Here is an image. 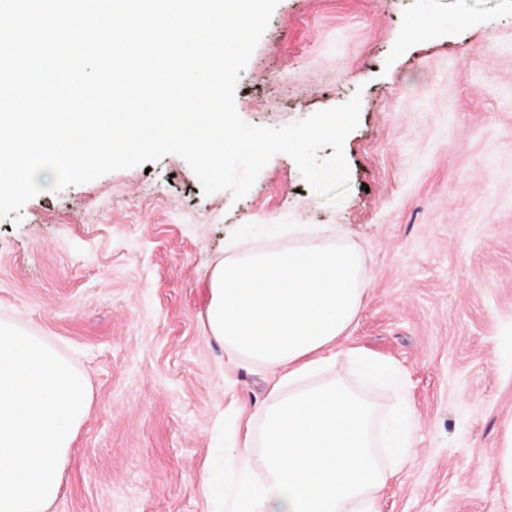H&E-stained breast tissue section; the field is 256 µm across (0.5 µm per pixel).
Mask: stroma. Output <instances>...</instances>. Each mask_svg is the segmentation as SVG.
I'll return each mask as SVG.
<instances>
[{"mask_svg": "<svg viewBox=\"0 0 512 512\" xmlns=\"http://www.w3.org/2000/svg\"><path fill=\"white\" fill-rule=\"evenodd\" d=\"M361 96L332 206L275 155L240 200L203 194L179 156L45 191L0 216V321L88 380L49 512H225L224 411L265 396L205 327L230 242L289 225L364 250L370 276L341 348L394 375L345 371L386 426L380 512H512V0H279L237 86L248 124L283 127ZM404 414L402 421L404 426L399 429H392L387 437L388 447L392 449L397 463H400L407 455L408 448H411L410 429L414 421V413L408 405L402 407Z\"/></svg>", "mask_w": 512, "mask_h": 512, "instance_id": "stroma-1", "label": "stroma"}]
</instances>
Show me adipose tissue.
<instances>
[{"label":"adipose tissue","instance_id":"adipose-tissue-1","mask_svg":"<svg viewBox=\"0 0 512 512\" xmlns=\"http://www.w3.org/2000/svg\"><path fill=\"white\" fill-rule=\"evenodd\" d=\"M369 283L346 238L229 244L211 274L207 328L224 346V385L240 372L270 377L264 399L235 407L224 440L230 512H378L388 475L374 451L376 409L336 373L379 360L340 341Z\"/></svg>","mask_w":512,"mask_h":512}]
</instances>
